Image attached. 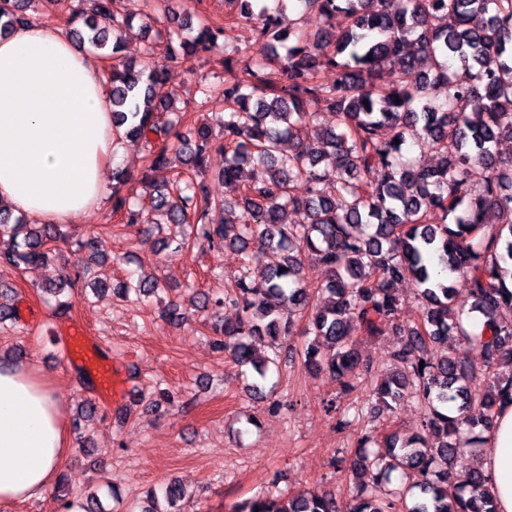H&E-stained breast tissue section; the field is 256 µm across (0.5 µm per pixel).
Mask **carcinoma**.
I'll use <instances>...</instances> for the list:
<instances>
[{"label": "carcinoma", "instance_id": "1", "mask_svg": "<svg viewBox=\"0 0 512 512\" xmlns=\"http://www.w3.org/2000/svg\"><path fill=\"white\" fill-rule=\"evenodd\" d=\"M48 1L65 14L77 45L112 61L105 77L117 139L147 147L140 183L153 192L152 209L119 200L113 213L120 223L169 228L162 240L169 256L189 246L180 233L185 224L195 227V243L243 253L236 291H199L196 299L214 309L213 346L256 374L254 393L263 392L277 363L257 358L256 342L277 351L296 321L314 336L305 364L337 380L360 379L355 332L390 329L403 337L393 372L374 393L388 413L407 397L417 401L421 432L403 442L394 433L362 436L350 465L357 484L351 512H497L482 472L470 471L464 485L451 477L512 404V156L496 150L512 140V0H400L396 9L395 0H300L326 23L308 35L281 27L277 7L256 15L254 0H230L237 17L257 19L251 48L225 46L221 24L174 27L167 14L165 61L140 67L124 60L116 36L133 21L123 0H0V36L38 21ZM221 47L225 64L237 62L251 80L203 87L191 107L172 111L168 66L185 50ZM457 62L472 70L471 82L455 84ZM383 63L394 70L389 83ZM323 67L336 70L333 83L317 80ZM215 96L224 111L212 118ZM475 98L481 111H466ZM313 104L335 119L320 123ZM412 136L427 141L437 165L403 159ZM287 138L294 143L288 153ZM209 175L236 197H209ZM328 181L336 194L324 191ZM299 184L303 196L295 194ZM255 235L267 242L259 255L246 252ZM59 241L76 253L92 247L0 204L1 267L20 272L44 263L59 254ZM309 256L328 272L318 288L303 278ZM87 274L79 259L42 289L54 298L56 316H70L71 291ZM455 274L471 283L467 306L455 301ZM404 279L414 281L421 304L407 328L398 323L395 292ZM165 288L140 276L120 296L146 299ZM227 306L240 312L233 322L224 320ZM165 317L179 326L189 312L171 301ZM450 339L474 349L480 363L428 357V345ZM159 492L172 507L184 495L171 481L146 496ZM56 500L59 512H96L95 499L82 504L63 485ZM228 512H336V503L326 492L266 489Z\"/></svg>", "mask_w": 512, "mask_h": 512}]
</instances>
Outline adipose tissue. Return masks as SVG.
I'll use <instances>...</instances> for the list:
<instances>
[{
  "label": "adipose tissue",
  "mask_w": 512,
  "mask_h": 512,
  "mask_svg": "<svg viewBox=\"0 0 512 512\" xmlns=\"http://www.w3.org/2000/svg\"><path fill=\"white\" fill-rule=\"evenodd\" d=\"M112 103L99 61L49 22L0 37V202L46 224L99 205L112 165ZM58 397L30 370L0 365V504L41 497L71 454ZM480 467L512 512V405L493 420Z\"/></svg>",
  "instance_id": "1"
}]
</instances>
